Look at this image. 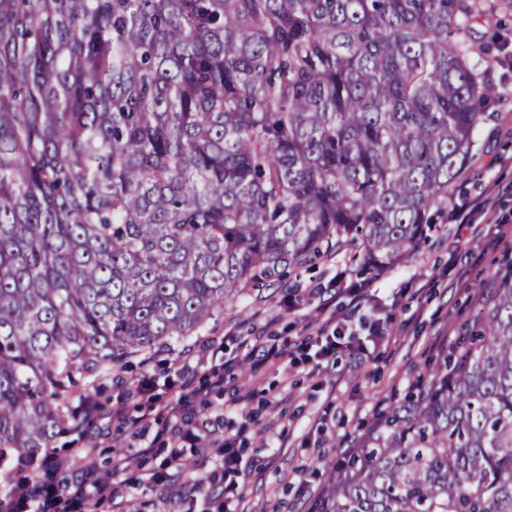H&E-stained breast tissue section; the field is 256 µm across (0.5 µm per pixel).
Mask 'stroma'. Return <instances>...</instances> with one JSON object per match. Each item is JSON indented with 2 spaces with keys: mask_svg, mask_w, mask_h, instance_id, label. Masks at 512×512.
Segmentation results:
<instances>
[{
  "mask_svg": "<svg viewBox=\"0 0 512 512\" xmlns=\"http://www.w3.org/2000/svg\"><path fill=\"white\" fill-rule=\"evenodd\" d=\"M493 83L501 98L476 134L479 153L456 185V204L483 198L495 181L512 179V100L504 96L512 89V63L497 67ZM432 213L435 231L407 262L370 276L362 273L354 248L345 247L259 294L241 296L193 336L152 357L130 355L121 370L100 379L79 374L77 394L96 395L105 412L87 434L57 442L53 454L66 466L55 480L66 490L59 497H38L34 512H90L91 484L108 473L126 484L141 512H218L219 489L206 495L191 482L221 462L215 451L206 458L196 454L193 418L182 424L178 445L184 456L178 466L169 449L153 446L154 429L135 423L138 385L150 382L157 410L165 412L183 382V362H191L195 385H204L211 344L224 351L226 383L204 394L197 411L236 440L241 512H316L324 465L343 457L381 413L403 401L440 349L476 318L496 269L512 259V249L496 242L499 219L512 221V192H501L493 213L476 215L472 229L449 223L447 207H433ZM353 288L364 291L355 309L348 295ZM329 297L337 308L353 310L350 327L357 337H366L377 318L386 336L370 358L344 351L318 370L307 335ZM256 336L285 350V357L250 356L245 343ZM236 390L243 401L234 406ZM116 403L125 406L128 424H113L107 409ZM125 457L137 458V467L116 470Z\"/></svg>",
  "mask_w": 512,
  "mask_h": 512,
  "instance_id": "1",
  "label": "stroma"
}]
</instances>
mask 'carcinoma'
Wrapping results in <instances>:
<instances>
[{
	"mask_svg": "<svg viewBox=\"0 0 512 512\" xmlns=\"http://www.w3.org/2000/svg\"><path fill=\"white\" fill-rule=\"evenodd\" d=\"M512 0H0V459L75 372L353 242L405 261L476 147ZM318 512H512V264Z\"/></svg>",
	"mask_w": 512,
	"mask_h": 512,
	"instance_id": "obj_1",
	"label": "carcinoma"
}]
</instances>
